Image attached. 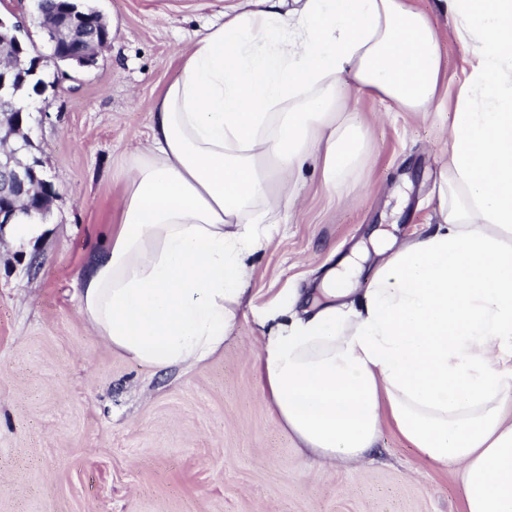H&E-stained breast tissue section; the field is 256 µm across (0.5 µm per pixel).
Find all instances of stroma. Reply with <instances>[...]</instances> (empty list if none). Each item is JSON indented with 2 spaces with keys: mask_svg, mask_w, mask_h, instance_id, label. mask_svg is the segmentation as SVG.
<instances>
[{
  "mask_svg": "<svg viewBox=\"0 0 512 512\" xmlns=\"http://www.w3.org/2000/svg\"><path fill=\"white\" fill-rule=\"evenodd\" d=\"M95 2L111 43L94 66H47L26 127L57 190L51 229L29 249L0 238V512H463L456 468L421 459L391 425L366 459L304 457L255 372L270 309L288 319L289 295L353 251L371 271L374 236L403 240L430 222L467 54L447 39L449 18L413 0L443 35L442 105L416 118L357 94L370 132L360 191L329 194L320 162L302 159L223 351L158 371L94 333L76 279L123 194L112 171L144 145L180 51L235 0Z\"/></svg>",
  "mask_w": 512,
  "mask_h": 512,
  "instance_id": "1",
  "label": "stroma"
}]
</instances>
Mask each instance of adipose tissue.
Listing matches in <instances>:
<instances>
[{
    "mask_svg": "<svg viewBox=\"0 0 512 512\" xmlns=\"http://www.w3.org/2000/svg\"><path fill=\"white\" fill-rule=\"evenodd\" d=\"M467 49L434 221L377 241L367 282L347 258L256 357L301 451L351 462L391 424L457 467L464 512H512V0H441ZM440 38L411 0H239L197 34L149 108L148 144L120 170L116 224L79 277L81 311L112 350L190 368L222 351L247 257L304 157L356 185L369 129L348 90L400 112L438 107Z\"/></svg>",
    "mask_w": 512,
    "mask_h": 512,
    "instance_id": "obj_1",
    "label": "adipose tissue"
}]
</instances>
